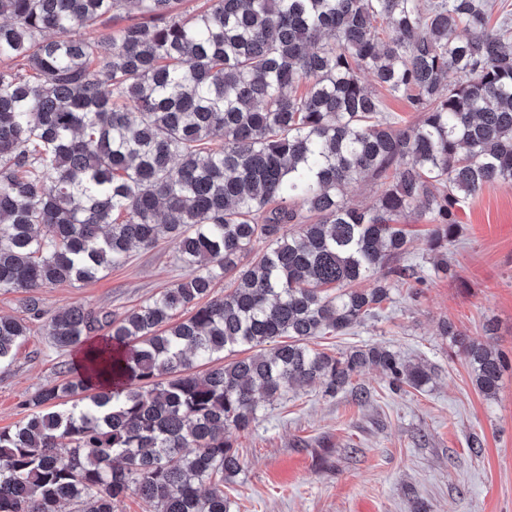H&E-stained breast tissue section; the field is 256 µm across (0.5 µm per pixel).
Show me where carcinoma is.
Here are the masks:
<instances>
[{
    "instance_id": "1",
    "label": "carcinoma",
    "mask_w": 512,
    "mask_h": 512,
    "mask_svg": "<svg viewBox=\"0 0 512 512\" xmlns=\"http://www.w3.org/2000/svg\"><path fill=\"white\" fill-rule=\"evenodd\" d=\"M179 2L0 0V61L16 62L0 69V290L26 294V317L0 316V364L44 315L41 288L162 239L192 269L120 316L76 305L50 318L55 347H83L84 368L0 431V512H117L130 491L153 512H233L232 434L259 398L333 395L368 366L399 390L428 382L386 346H311L375 317L394 281H423L399 264L397 217L419 208L445 248L469 198L512 185V12L206 0L184 18ZM123 11L134 16L85 35ZM365 73L416 122L386 113ZM364 177L381 186L371 210L340 198ZM259 240L267 250L244 262ZM447 334L495 398L503 355Z\"/></svg>"
}]
</instances>
